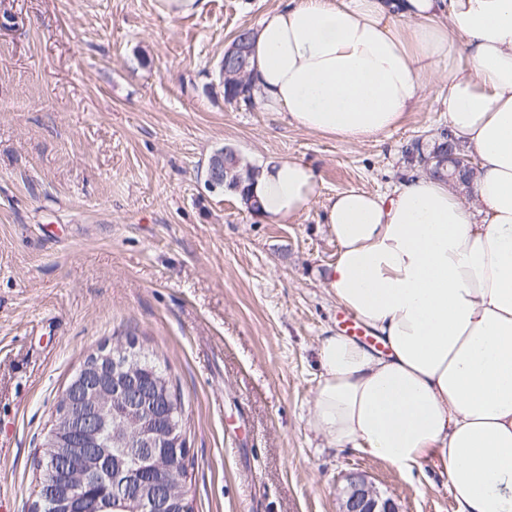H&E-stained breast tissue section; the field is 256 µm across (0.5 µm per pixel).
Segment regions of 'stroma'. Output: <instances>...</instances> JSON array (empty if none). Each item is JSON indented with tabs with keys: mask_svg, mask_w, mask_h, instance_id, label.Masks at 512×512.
Returning a JSON list of instances; mask_svg holds the SVG:
<instances>
[{
	"mask_svg": "<svg viewBox=\"0 0 512 512\" xmlns=\"http://www.w3.org/2000/svg\"><path fill=\"white\" fill-rule=\"evenodd\" d=\"M283 0H0V499L29 512L62 392L132 339L177 385L194 512H336L349 471L401 512H455L434 463L406 476L307 419L319 338L348 313L324 278L336 193L390 192L448 121L444 82L380 141L227 103L239 29ZM301 159L305 212L268 224L207 185L211 156Z\"/></svg>",
	"mask_w": 512,
	"mask_h": 512,
	"instance_id": "obj_1",
	"label": "stroma"
}]
</instances>
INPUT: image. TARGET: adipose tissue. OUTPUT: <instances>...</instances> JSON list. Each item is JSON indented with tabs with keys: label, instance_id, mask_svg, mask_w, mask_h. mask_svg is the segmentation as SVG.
I'll return each mask as SVG.
<instances>
[{
	"label": "adipose tissue",
	"instance_id": "ef3b65f1",
	"mask_svg": "<svg viewBox=\"0 0 512 512\" xmlns=\"http://www.w3.org/2000/svg\"><path fill=\"white\" fill-rule=\"evenodd\" d=\"M251 84L288 125L381 139L448 80L446 131L475 154L465 204L403 172L391 194L330 197V294L375 345L321 337L309 427L413 474L435 460L456 512H512V0H286L254 30ZM300 159L266 160L253 193L282 224L314 198Z\"/></svg>",
	"mask_w": 512,
	"mask_h": 512
}]
</instances>
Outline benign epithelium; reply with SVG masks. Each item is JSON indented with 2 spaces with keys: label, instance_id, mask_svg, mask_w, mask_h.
<instances>
[{
  "label": "benign epithelium",
  "instance_id": "7a95c632",
  "mask_svg": "<svg viewBox=\"0 0 512 512\" xmlns=\"http://www.w3.org/2000/svg\"><path fill=\"white\" fill-rule=\"evenodd\" d=\"M249 53L247 40L233 39L224 50L222 78L246 80ZM233 153L227 147L213 156L211 188L240 182L236 164L225 160ZM137 357L131 343L101 348L63 391L60 419L51 437L54 452L67 465L49 466L41 482L52 492L53 512H91L94 504L79 494L88 483L107 484L113 499L135 501L136 512H170L185 498L176 466L186 458L187 448L177 434L175 410L159 403L158 387L140 376ZM107 428L121 436L122 447H99ZM115 456H140L142 464L137 469H115ZM344 481L338 512H400L392 499L381 497L367 475L348 472Z\"/></svg>",
  "mask_w": 512,
  "mask_h": 512
}]
</instances>
